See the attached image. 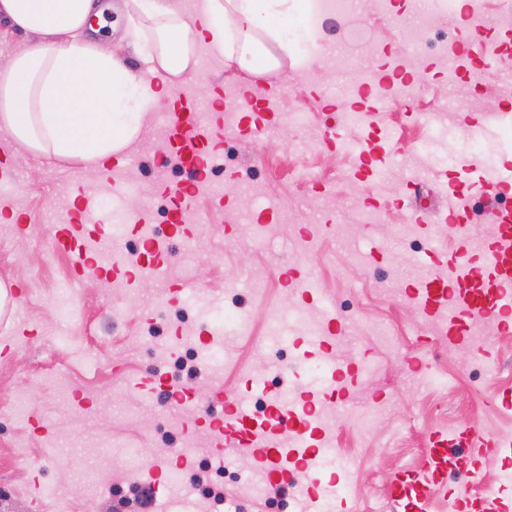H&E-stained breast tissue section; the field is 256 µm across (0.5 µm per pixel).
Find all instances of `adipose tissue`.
Instances as JSON below:
<instances>
[{
	"label": "adipose tissue",
	"instance_id": "1",
	"mask_svg": "<svg viewBox=\"0 0 512 512\" xmlns=\"http://www.w3.org/2000/svg\"><path fill=\"white\" fill-rule=\"evenodd\" d=\"M129 5L148 29L139 74L89 40L88 19L104 15L98 0H0V20L39 40L0 71L1 135L98 174L139 137L144 113L174 79L195 72L200 47L257 74L278 70L285 57L297 67L311 60L296 49L314 31L306 0H200L193 11L168 0Z\"/></svg>",
	"mask_w": 512,
	"mask_h": 512
}]
</instances>
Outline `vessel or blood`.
I'll return each mask as SVG.
<instances>
[{
  "instance_id": "1",
  "label": "vessel or blood",
  "mask_w": 512,
  "mask_h": 512,
  "mask_svg": "<svg viewBox=\"0 0 512 512\" xmlns=\"http://www.w3.org/2000/svg\"><path fill=\"white\" fill-rule=\"evenodd\" d=\"M457 53L469 62L471 74L484 71L482 41L458 47ZM173 94L176 103L168 116L163 148L189 176L188 181L170 183L164 188L172 204L171 229L177 233L194 211L198 186L206 180L212 163L215 139L224 133V118L218 115L202 119L191 107L186 89L175 88ZM246 95L251 109L238 113L235 127L240 135L255 137L273 128L279 120L278 112L271 106L278 90L264 84L257 89L247 88ZM511 123L512 111L506 109L484 115L473 131L481 138L492 137L501 125ZM359 131L353 146L355 174L373 180L396 156L399 140L391 134L385 113L372 107L361 110ZM440 178L448 194V209L440 220L460 223L474 195L496 197L512 190V165L506 163L491 171L480 156L472 154L460 158L454 169L441 173ZM95 220V210L86 204L68 223L56 227L54 245L69 256L74 277H87L96 269L91 245H111ZM491 221L497 232L480 261H473L463 245L450 257L432 254L428 274L406 291L417 302L424 320L438 319L449 308L455 310V319L439 327L442 342L463 341L462 325L468 320L492 319L498 329H512V209L492 210ZM142 248L141 258L146 266L154 270L164 266L167 253L163 239L143 238ZM341 333L334 312L326 311L325 331L313 340L323 360L319 393L307 392L291 402L271 398L263 415L257 416L245 409L238 397L220 388L195 419L207 432L208 444L216 454L232 451L254 460L269 488H301L316 504L317 512H346L348 507V474L332 470L324 460L321 449L326 432L312 419L320 401L342 396L347 376L357 371L356 366H345L336 360L334 347ZM289 436L294 439L290 445L285 442ZM459 439L468 449L470 480L451 490L454 512H512L511 502L498 493L479 488L481 462L492 455L511 453L512 443L491 438L474 427L461 430ZM456 462L448 448L447 435H434L425 450L422 467L399 472L391 483L390 499L396 512H430L434 492L447 488L448 468ZM175 474L171 457L158 453L151 461L144 485L159 490L169 486Z\"/></svg>"
}]
</instances>
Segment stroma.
<instances>
[{"instance_id":"1","label":"stroma","mask_w":512,"mask_h":512,"mask_svg":"<svg viewBox=\"0 0 512 512\" xmlns=\"http://www.w3.org/2000/svg\"><path fill=\"white\" fill-rule=\"evenodd\" d=\"M111 3L112 34L99 33L94 40L133 72H143L127 0ZM418 19L412 11L383 15L365 6L345 25L326 23L322 39L331 52L314 59L307 71L293 69L286 60L280 70L256 75L202 49L197 71L184 83L196 92L201 114L211 112L208 92L232 106L239 88L268 83L282 89L277 112L307 113L308 125L282 122L257 137L225 129L209 177L213 189L198 196L193 220L171 238L166 277L140 273L133 286L120 289L108 273L77 281L68 256L53 248L52 239L82 190L94 195L104 216L101 227L115 243H134L131 218L144 210L157 231L167 233L169 203L161 184L187 178L154 163L167 109L146 112L142 135L128 150L126 164L137 174L132 188L113 191L78 163L26 153L12 158L20 189L6 185L0 192L10 196L28 228L21 234L15 224L0 223V282L15 285L29 334L0 357V512H111L114 489L135 482L125 450L139 449L149 460L159 450L187 446L193 447L196 461L207 462L212 478L223 479L222 505L204 503L187 474L158 492L151 512H269L275 503L285 512H309L298 488L251 494L253 461L232 453L223 463L211 461L208 435L193 425L200 404L218 385L256 412L263 397L278 396L282 389L295 395L318 390L311 363L300 362L295 345L280 350L265 335L271 310L303 304L278 278L282 268L317 274L322 304L345 322L335 355L359 366L347 395L336 402L339 414L327 432L349 471L355 512H394L387 496L390 482L399 471L422 466L434 432L453 436L472 426L496 438L512 436V415L489 400L512 391V331L495 332L487 345V375H469L465 366L476 343H442L406 295L407 287L427 274L430 252L454 251L453 232L440 224L431 238L412 240L397 231L414 214L427 219L448 205L433 172H415L411 164L422 140L432 141L434 158L450 162L477 151L487 167L496 168L512 156V126L502 127L490 141L471 133L472 123L485 112L512 104V85L490 96L462 78L449 83L448 67L434 52H411L402 37ZM358 35L412 57L417 71L409 95L365 101L386 113L407 151L383 177L361 183L353 176L348 151L302 146L303 140L319 136L321 112L351 111L355 99L343 92L351 80L383 73L376 57L353 49ZM255 184L266 185L267 198L249 195ZM398 198L404 199L403 208L393 207ZM223 199L234 206L233 224L224 222ZM503 203L500 197L475 200L466 238L473 258L481 257L495 233L487 210ZM375 206L382 220L365 223L363 210ZM262 219L281 225L282 233L254 236L252 229ZM375 251L382 254L380 263L366 264ZM62 282L71 283L76 303L66 317L57 309L56 287ZM179 286L186 289L182 300L169 302L170 289ZM222 309L250 323L248 334L227 331L222 365L214 369L193 358L180 367L157 360V348L172 333L212 324ZM379 326L387 327L390 340L376 335ZM158 371L190 386L195 404L164 401L149 383ZM255 380L265 384V392L248 391ZM375 403L382 407L380 418L370 431H361L358 420ZM44 425L49 428L45 434L40 431ZM106 465L111 483H94V473Z\"/></svg>"}]
</instances>
